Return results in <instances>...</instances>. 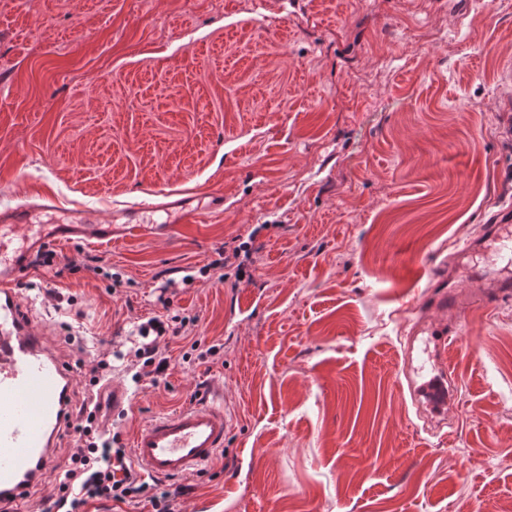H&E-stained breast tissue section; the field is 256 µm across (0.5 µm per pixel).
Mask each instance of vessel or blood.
I'll return each mask as SVG.
<instances>
[{"mask_svg":"<svg viewBox=\"0 0 512 512\" xmlns=\"http://www.w3.org/2000/svg\"><path fill=\"white\" fill-rule=\"evenodd\" d=\"M220 196L198 193L141 205L136 223L123 226L90 221L84 210L56 203L25 204L0 214V503L27 512V498L52 460L61 434L73 422L69 399L76 379L24 312L20 285L31 270L33 255L61 243L108 240L112 235L154 228L163 211L173 224H193L218 210ZM455 280L439 290L434 307L438 320L418 317L412 330L420 348H408L404 375L413 399H425V410L442 423L448 388L455 381L447 361L454 333L473 310L495 309L512 297V223L489 225L477 240L455 251ZM478 281L470 294L459 279ZM229 420L223 408L203 401L140 425L131 455L154 478H187L201 474L224 448Z\"/></svg>","mask_w":512,"mask_h":512,"instance_id":"obj_1","label":"vessel or blood"}]
</instances>
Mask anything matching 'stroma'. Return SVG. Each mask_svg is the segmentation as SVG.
<instances>
[{
    "label": "stroma",
    "instance_id": "35a3bbf8",
    "mask_svg": "<svg viewBox=\"0 0 512 512\" xmlns=\"http://www.w3.org/2000/svg\"><path fill=\"white\" fill-rule=\"evenodd\" d=\"M201 191L223 205L199 223L35 256L22 299L84 371L74 403L110 357L122 444L219 391L223 456L162 483L179 512H512V301L456 335L431 433L403 376L427 282L401 262L439 269L512 212V0H0L1 212L50 198L105 224ZM172 315L191 337L133 383L116 352Z\"/></svg>",
    "mask_w": 512,
    "mask_h": 512
}]
</instances>
